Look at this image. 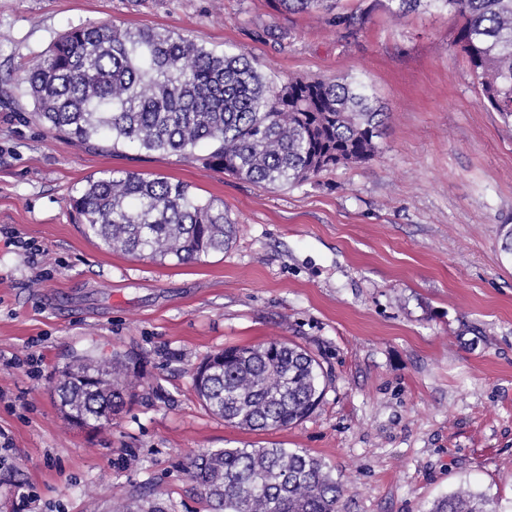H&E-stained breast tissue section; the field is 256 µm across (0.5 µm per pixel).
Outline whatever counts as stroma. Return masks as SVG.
I'll list each match as a JSON object with an SVG mask.
<instances>
[{"label":"stroma","instance_id":"obj_1","mask_svg":"<svg viewBox=\"0 0 512 512\" xmlns=\"http://www.w3.org/2000/svg\"><path fill=\"white\" fill-rule=\"evenodd\" d=\"M190 32L268 75L363 78L389 119L377 153L273 190L172 153L78 147L6 80L70 27ZM446 13L356 29L274 0H0V512H107L135 492L207 512L186 469L209 449L271 442L322 458L343 512H426L461 486L512 512V125L483 99ZM160 174L222 202L221 254L176 265L101 248L67 200L107 170ZM285 341L326 384L285 430L210 414L192 374L228 345ZM118 352L131 404L91 432L53 391L74 354ZM33 356L12 367L11 356Z\"/></svg>","mask_w":512,"mask_h":512}]
</instances>
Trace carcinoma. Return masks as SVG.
<instances>
[{"instance_id":"obj_1","label":"carcinoma","mask_w":512,"mask_h":512,"mask_svg":"<svg viewBox=\"0 0 512 512\" xmlns=\"http://www.w3.org/2000/svg\"><path fill=\"white\" fill-rule=\"evenodd\" d=\"M339 0H278L290 13L334 14L345 26L370 11H338ZM396 17L436 9L454 14L457 46L481 94L512 119V0H386ZM48 130L76 145L96 142L190 155L201 143L209 168L271 189L360 163L378 151L388 112L361 80L266 75L244 54L217 53L191 33L75 26L14 78ZM83 233L108 250L177 264L231 248L237 224L223 204L165 176L109 170L69 198ZM133 358L74 355L54 385L64 418L97 429L133 397ZM323 371L301 347L272 341L232 346L193 373L207 410L251 431L285 429L324 393ZM188 473L212 512H342L346 486L302 448H220L193 457ZM116 512H163L132 494ZM427 512H494L490 500L459 489Z\"/></svg>"}]
</instances>
